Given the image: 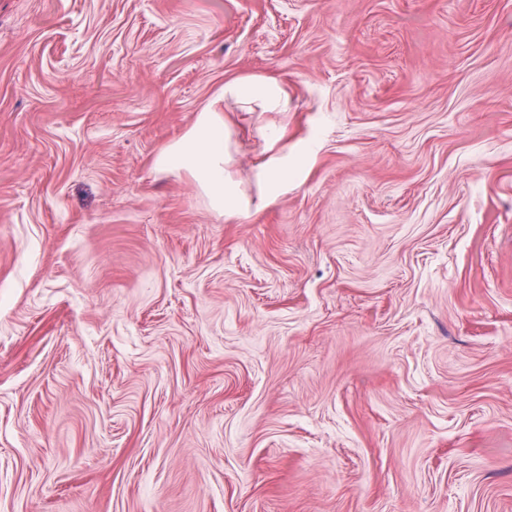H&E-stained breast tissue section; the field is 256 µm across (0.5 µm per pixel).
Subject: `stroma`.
Returning a JSON list of instances; mask_svg holds the SVG:
<instances>
[{"label": "stroma", "instance_id": "35a3bbf8", "mask_svg": "<svg viewBox=\"0 0 512 512\" xmlns=\"http://www.w3.org/2000/svg\"><path fill=\"white\" fill-rule=\"evenodd\" d=\"M0 512H512V0H0ZM230 97L245 105L257 104L268 112H284L288 109V98L273 79H240L228 82L220 98ZM230 141L223 116L210 105L183 138L158 155L155 166L161 171L188 173L213 208L232 215L242 192L230 172ZM279 138L272 137L270 150L272 151L260 166L259 194L256 210H260L272 203L288 176V149L281 148L273 152V146Z\"/></svg>", "mask_w": 512, "mask_h": 512}]
</instances>
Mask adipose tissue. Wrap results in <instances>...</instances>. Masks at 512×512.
Returning <instances> with one entry per match:
<instances>
[{
	"label": "adipose tissue",
	"mask_w": 512,
	"mask_h": 512,
	"mask_svg": "<svg viewBox=\"0 0 512 512\" xmlns=\"http://www.w3.org/2000/svg\"><path fill=\"white\" fill-rule=\"evenodd\" d=\"M222 95L245 105H259L268 112L288 109L287 97L272 79L231 81L225 84ZM230 141L223 116L208 106L183 138L158 155L155 166L162 171L188 173L213 208L231 215L239 207L242 192L230 172ZM287 176V149L270 153L260 167L258 207H266L276 199Z\"/></svg>",
	"instance_id": "1"
}]
</instances>
